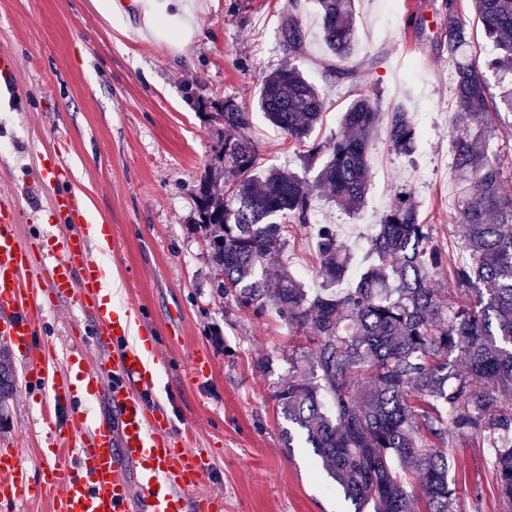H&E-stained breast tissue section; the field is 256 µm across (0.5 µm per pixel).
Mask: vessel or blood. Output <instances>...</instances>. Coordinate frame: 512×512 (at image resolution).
Instances as JSON below:
<instances>
[{"label":"vessel or blood","instance_id":"vessel-or-blood-1","mask_svg":"<svg viewBox=\"0 0 512 512\" xmlns=\"http://www.w3.org/2000/svg\"><path fill=\"white\" fill-rule=\"evenodd\" d=\"M51 204L60 221L43 233L40 248L19 238L17 213L0 208V335L16 346L28 382L40 391L37 416L59 453L34 479L20 450L0 445V512H17L19 503L59 485L65 493L54 512H223V501L197 492L210 460L189 447L187 431L174 428L157 397L144 335L129 309L99 297L106 272L93 256L88 212L63 190ZM36 268L48 273L40 286L28 279ZM62 299L95 324L105 357L94 370L61 360L40 339ZM107 375L112 384L105 387ZM84 394L104 396L116 423L95 421L75 434L65 410ZM131 463L140 466L133 476Z\"/></svg>","mask_w":512,"mask_h":512}]
</instances>
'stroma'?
I'll return each mask as SVG.
<instances>
[{"label":"stroma","mask_w":512,"mask_h":512,"mask_svg":"<svg viewBox=\"0 0 512 512\" xmlns=\"http://www.w3.org/2000/svg\"><path fill=\"white\" fill-rule=\"evenodd\" d=\"M0 0V202L23 217L29 239L58 223L42 181L44 166L65 170L62 187L116 236L118 255L101 264L120 283L119 306L139 309L153 335L161 400L190 446L211 460L201 488L223 499L224 512H353L302 440L287 442L274 393L287 378L304 337L277 316L254 317L223 296L203 235L193 225V193L224 140L222 125L197 109L199 99H234L252 112L250 134L262 168L299 169L297 143L272 127L257 107L262 76L287 58L280 27L291 0ZM440 0H357L352 79H329L330 53L319 37L312 0H300L307 31L298 67L323 90L325 112L311 137L342 130L356 91L379 93L388 111L402 106L421 135L410 154L377 137L369 154L371 182L358 213L327 194L314 221L335 225L341 243L369 264L368 238L394 200L410 189L433 240L461 261L462 229L453 223L456 181L449 130L453 63L439 42ZM429 17L413 32V5ZM282 261L305 287L321 279L312 231L291 233ZM83 365L99 351L92 324L67 301L54 306L44 328L56 344L64 327ZM39 393L14 377L0 400V443H16L28 462L53 456L30 414ZM448 481L456 489L449 512H500L491 451L450 447Z\"/></svg>","instance_id":"obj_1"}]
</instances>
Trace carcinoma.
<instances>
[{
	"label": "carcinoma",
	"instance_id": "carcinoma-1",
	"mask_svg": "<svg viewBox=\"0 0 512 512\" xmlns=\"http://www.w3.org/2000/svg\"><path fill=\"white\" fill-rule=\"evenodd\" d=\"M316 5L324 44L349 57L357 41L355 0ZM471 5L497 49L482 65L463 0L441 3L448 20L443 44L455 66V219L469 256L453 269L454 293L433 287L447 256L407 191L382 215L371 239L374 262L353 288H337L352 258L334 225L312 223L320 190L345 210L364 206L368 156L380 129L395 151H412L418 129L404 108L382 112L376 98L359 93L343 113V134L299 154L304 172L316 171L310 180L280 168L255 177L260 152L248 135L252 113L231 99L198 103L231 134L195 189L194 227L204 231L224 295L255 317L278 316L307 338L274 398L288 441L295 432L304 438L354 512L366 503L375 512H416L412 480L422 483L427 512H448L453 490L444 448L463 439L496 445L493 473L504 512H512V176L504 157L483 147L495 134L489 116L512 112V0ZM280 38L288 61L263 76L258 107L302 143L325 103L295 64L306 42L295 11ZM294 228L314 231L321 286L313 294L288 268L268 267Z\"/></svg>",
	"mask_w": 512,
	"mask_h": 512
}]
</instances>
